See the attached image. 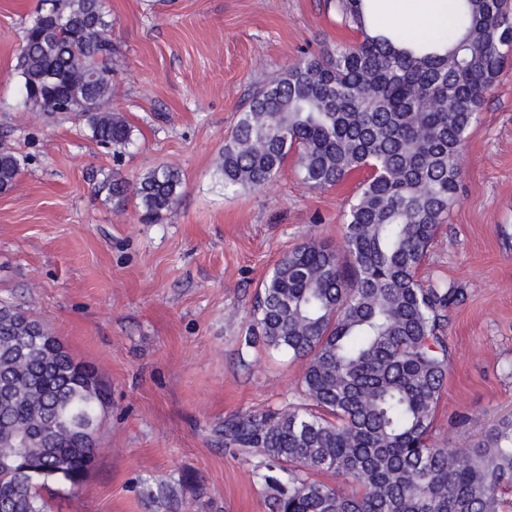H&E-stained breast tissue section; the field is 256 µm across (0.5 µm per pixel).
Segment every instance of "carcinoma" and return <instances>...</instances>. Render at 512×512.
I'll list each match as a JSON object with an SVG mask.
<instances>
[{"instance_id":"carcinoma-1","label":"carcinoma","mask_w":512,"mask_h":512,"mask_svg":"<svg viewBox=\"0 0 512 512\" xmlns=\"http://www.w3.org/2000/svg\"><path fill=\"white\" fill-rule=\"evenodd\" d=\"M368 0H336L361 40L300 59L240 112L216 165L224 190H260L296 155L301 181L333 187L368 170L344 214L343 247L307 241L262 283L253 321L263 342L305 360L306 404L224 420V447L262 458L272 512H509L512 420L469 448L430 442L447 378L446 312L463 290L423 283L418 271L456 202L457 158L468 130L512 66V0H456L451 41L374 32ZM24 31L15 70L28 112L82 116L116 153L133 130L104 109L117 72L104 0H49ZM21 159L0 149V192ZM180 172L156 166L130 184L139 219L155 224L178 202ZM28 313L0 304V512H49L51 480L76 487L95 449L79 448L70 420L94 417L109 396L94 367L77 363ZM57 416L53 447L18 435ZM334 472L363 492L342 495L312 478Z\"/></svg>"}]
</instances>
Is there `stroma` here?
I'll return each instance as SVG.
<instances>
[{
    "label": "stroma",
    "instance_id": "obj_1",
    "mask_svg": "<svg viewBox=\"0 0 512 512\" xmlns=\"http://www.w3.org/2000/svg\"><path fill=\"white\" fill-rule=\"evenodd\" d=\"M44 0H0V145L22 161L0 194V301L37 319L111 391L83 483L50 485L54 512H270L257 457L226 449V418L302 404L305 363L247 344L257 294L300 244L343 243L362 174L323 190L288 160L268 187L225 193L215 164L253 93L307 54L357 35L335 0H105L118 76L107 106L133 129L121 157L83 120L34 117L15 70ZM178 205L140 223L103 182L158 165ZM457 202L419 269L462 288L431 441L469 447L512 415V69L460 155Z\"/></svg>",
    "mask_w": 512,
    "mask_h": 512
}]
</instances>
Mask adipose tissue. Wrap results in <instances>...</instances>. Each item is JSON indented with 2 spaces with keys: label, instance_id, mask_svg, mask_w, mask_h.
I'll list each match as a JSON object with an SVG mask.
<instances>
[{
  "label": "adipose tissue",
  "instance_id": "obj_1",
  "mask_svg": "<svg viewBox=\"0 0 512 512\" xmlns=\"http://www.w3.org/2000/svg\"><path fill=\"white\" fill-rule=\"evenodd\" d=\"M382 27H399L404 35L447 39L456 30L455 0H370Z\"/></svg>",
  "mask_w": 512,
  "mask_h": 512
}]
</instances>
